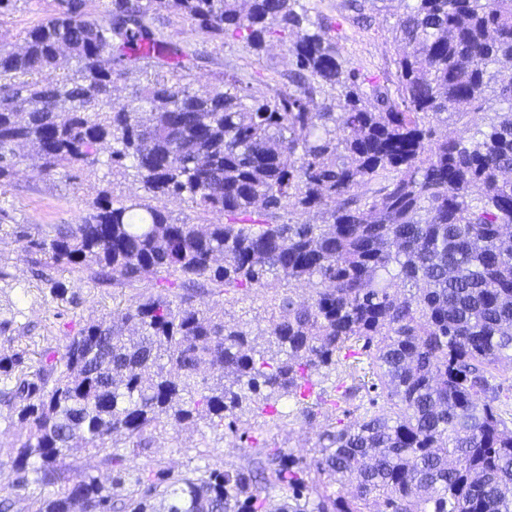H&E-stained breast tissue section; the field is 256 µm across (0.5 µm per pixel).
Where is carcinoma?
Here are the masks:
<instances>
[{
  "instance_id": "obj_1",
  "label": "carcinoma",
  "mask_w": 512,
  "mask_h": 512,
  "mask_svg": "<svg viewBox=\"0 0 512 512\" xmlns=\"http://www.w3.org/2000/svg\"><path fill=\"white\" fill-rule=\"evenodd\" d=\"M378 2L345 0L347 19L365 25ZM161 11L256 51L289 39L288 89L257 99L234 71L222 91L169 82L190 55L153 28ZM389 36L395 71L379 82L344 66L301 0H112L101 17L56 0L22 50L0 48L1 187L31 157L67 176L107 146L148 194L218 217L102 196L27 239L56 267L160 291L61 348L0 355V407L17 427L0 512L21 499L31 512H512V411L489 381L512 360V0H410ZM62 48L75 68L42 79ZM145 59L153 79L112 104L108 89ZM473 112L485 128L436 136ZM290 204L326 220L279 222ZM293 280L319 288L273 299L265 346L196 305L215 288ZM358 349L384 406L328 425L308 461L276 448L222 472L145 477L113 443L134 453L199 419L233 430L244 406L275 415L340 363L337 400L353 399L365 377L342 360ZM204 365L220 377L199 379ZM82 448L102 455L110 486L73 474ZM310 471L325 480L309 484ZM274 488L286 496L271 511Z\"/></svg>"
}]
</instances>
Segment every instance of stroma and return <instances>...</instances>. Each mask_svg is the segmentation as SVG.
Returning <instances> with one entry per match:
<instances>
[{
    "label": "stroma",
    "instance_id": "obj_1",
    "mask_svg": "<svg viewBox=\"0 0 512 512\" xmlns=\"http://www.w3.org/2000/svg\"><path fill=\"white\" fill-rule=\"evenodd\" d=\"M343 0H309L311 13L328 18V33L336 38L348 66H355L377 79H384L397 55L388 31L403 12L399 0L379 7L367 29L352 26L344 18ZM55 0H12L0 14V46L19 50L25 33L49 18ZM154 25L167 40L189 47L196 60L191 66L193 87L211 90L224 86V74L237 69L250 81V95L273 96L287 85L288 53L283 43L267 42L259 51L245 42L213 39L195 31L178 16L162 12ZM96 170L73 171L71 177L48 176L37 162L20 168L10 183L0 188V269L7 274L0 280V354H11L14 345L47 347L64 344L87 324L108 318L115 303H129L142 294L152 293L150 284L115 285L82 273H69L54 266H40L24 246L23 238L37 235L50 224H73L84 216L101 194L117 199L143 196L144 190L132 172L112 171L107 153H100ZM66 286L65 298L51 291L52 281ZM274 291L270 288H230L198 298L199 307H220L230 323H244L259 335L268 326ZM336 376L324 370L313 375L306 404L297 398L281 399L279 418L270 421L258 410H244L237 432H229L201 420L168 430L157 437L151 448L138 455H127L131 469L150 468L187 473L196 468L221 471L232 464L245 465L275 448L311 457L328 420L338 418L352 423L373 414L374 392L359 397L339 411H331L325 400L332 392ZM312 406V416H304L303 406Z\"/></svg>",
    "mask_w": 512,
    "mask_h": 512
}]
</instances>
